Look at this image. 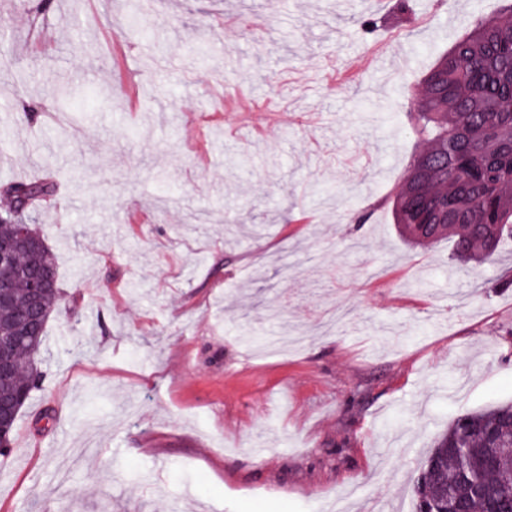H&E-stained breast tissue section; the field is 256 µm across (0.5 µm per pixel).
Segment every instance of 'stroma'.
<instances>
[{"label": "stroma", "mask_w": 512, "mask_h": 512, "mask_svg": "<svg viewBox=\"0 0 512 512\" xmlns=\"http://www.w3.org/2000/svg\"><path fill=\"white\" fill-rule=\"evenodd\" d=\"M136 3L0 0V201L55 185L62 292L0 512H414L436 436L512 403V242L457 261L386 197L412 87L503 0Z\"/></svg>", "instance_id": "35a3bbf8"}]
</instances>
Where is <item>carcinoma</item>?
<instances>
[{
	"label": "carcinoma",
	"instance_id": "cac0c4a2",
	"mask_svg": "<svg viewBox=\"0 0 512 512\" xmlns=\"http://www.w3.org/2000/svg\"><path fill=\"white\" fill-rule=\"evenodd\" d=\"M410 130L421 148L391 196L394 223L419 244L454 241V255L494 260L512 240V3L498 16L476 12L469 29L442 53L410 93ZM27 195L28 248L0 277L11 300L0 305V338L12 341L13 369L0 376V397L28 402L41 380L42 348L59 286L43 292L28 316L30 273L58 280L57 259L30 224L38 203L53 195L47 181H18ZM10 207L0 210V239L14 236ZM512 454V404L456 417L420 466L414 512H512V474L490 463ZM490 487L493 500L473 497L459 477Z\"/></svg>",
	"mask_w": 512,
	"mask_h": 512
}]
</instances>
